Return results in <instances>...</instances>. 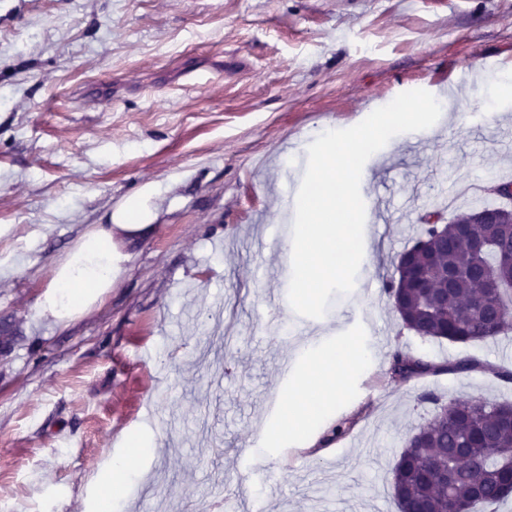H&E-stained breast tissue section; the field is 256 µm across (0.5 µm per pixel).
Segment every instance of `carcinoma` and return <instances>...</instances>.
Returning <instances> with one entry per match:
<instances>
[{
    "label": "carcinoma",
    "mask_w": 512,
    "mask_h": 512,
    "mask_svg": "<svg viewBox=\"0 0 512 512\" xmlns=\"http://www.w3.org/2000/svg\"><path fill=\"white\" fill-rule=\"evenodd\" d=\"M486 243L476 252L464 238ZM512 254V234L496 224H476L473 213L467 222L455 221L439 233L429 222L412 246L399 254L395 273L386 291L407 329L429 341L448 340L459 344L484 342L512 329V314L497 315L493 304L512 309V297L493 284L512 286V265L498 256ZM448 289V304L436 300L440 289ZM482 368L465 358L433 365L421 358L397 353L392 374L402 380L448 372L461 374ZM508 402L454 401L409 437L396 462L393 475L398 509L410 512H454L459 501H468L477 512L512 494V419ZM473 449V461L448 478L436 480L450 468L449 452Z\"/></svg>",
    "instance_id": "cac0c4a2"
}]
</instances>
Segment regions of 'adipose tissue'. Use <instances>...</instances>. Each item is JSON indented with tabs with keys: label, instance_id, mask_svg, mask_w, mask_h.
<instances>
[{
	"label": "adipose tissue",
	"instance_id": "obj_1",
	"mask_svg": "<svg viewBox=\"0 0 512 512\" xmlns=\"http://www.w3.org/2000/svg\"><path fill=\"white\" fill-rule=\"evenodd\" d=\"M154 195L150 189L127 198L110 213L107 223L93 225L54 266L51 280L37 300L42 317L63 323L103 302L129 258L128 245L152 227ZM371 358L369 350L352 341L337 349L309 350L299 389L280 419V434L298 436L305 418L326 410L348 374ZM152 446L150 438L130 437L125 454L112 459L101 472L110 512H122L126 484L138 475L139 462Z\"/></svg>",
	"mask_w": 512,
	"mask_h": 512
}]
</instances>
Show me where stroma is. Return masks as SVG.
Segmentation results:
<instances>
[{
    "label": "stroma",
    "mask_w": 512,
    "mask_h": 512,
    "mask_svg": "<svg viewBox=\"0 0 512 512\" xmlns=\"http://www.w3.org/2000/svg\"><path fill=\"white\" fill-rule=\"evenodd\" d=\"M512 0H0V498L18 512H97L93 480L122 437L155 447L126 488L129 512H397L393 467L435 413L421 401L511 402L512 332L469 345L403 327L385 290L411 246L407 202L452 199L512 177L498 135L512 94ZM464 89L459 119L384 146L360 185L371 247L324 317L298 315L279 236L307 148L380 102ZM154 186L153 230L102 304L58 323L36 303L92 225ZM302 444L275 425L306 341L366 338ZM464 374L403 381L395 353ZM288 370H281L280 360Z\"/></svg>",
    "instance_id": "obj_1"
}]
</instances>
